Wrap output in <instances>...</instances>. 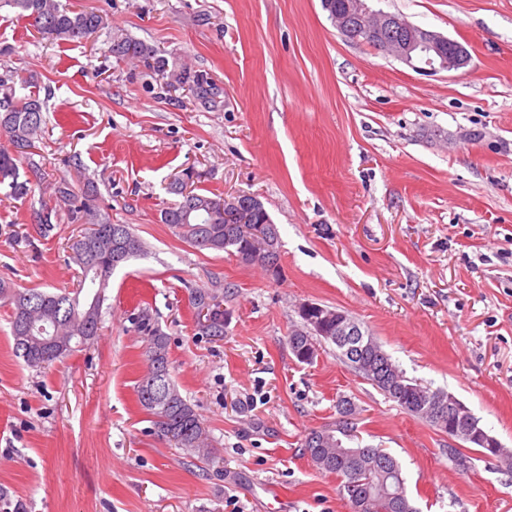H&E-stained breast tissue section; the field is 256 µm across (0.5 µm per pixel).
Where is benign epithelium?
<instances>
[{"mask_svg": "<svg viewBox=\"0 0 512 512\" xmlns=\"http://www.w3.org/2000/svg\"><path fill=\"white\" fill-rule=\"evenodd\" d=\"M324 8L333 25L342 34H347L353 25H358L369 39H377L387 31H396L400 37L385 43V52L396 59L424 73H435L439 70L461 71L471 60L467 47L461 42L439 32L416 26L403 17L373 10L367 5V0H342L336 5L333 0H325ZM224 217L233 218L239 224H248L251 214L238 206L236 197H224ZM365 338L361 327L347 318L344 312H339L336 319V335L329 341L351 353L359 348ZM469 411L453 395L448 394V413H440L439 423L445 420L466 421ZM470 438L483 448H498L499 441L478 426L469 428Z\"/></svg>", "mask_w": 512, "mask_h": 512, "instance_id": "1", "label": "benign epithelium"}]
</instances>
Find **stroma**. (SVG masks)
<instances>
[{"label":"stroma","instance_id":"stroma-1","mask_svg":"<svg viewBox=\"0 0 512 512\" xmlns=\"http://www.w3.org/2000/svg\"><path fill=\"white\" fill-rule=\"evenodd\" d=\"M101 14L218 89L209 101L116 61L107 32L38 35L0 10V78L32 77L46 122L0 193V280L74 289L82 227L53 188L94 185L143 255L117 268L102 328L42 368L13 353L0 305V512H348L308 432L351 399L361 445L393 455L419 512H512V469L411 416L323 345L299 362L300 303L345 311L407 377L454 394L512 449V0H370L465 44V71L424 75L350 42L321 0H63ZM253 194L277 225L276 271L199 250L160 221L171 174ZM51 207L52 224L34 216ZM214 296L224 334L194 304ZM168 338L172 380L209 430L213 461L159 438L137 403L140 311Z\"/></svg>","mask_w":512,"mask_h":512}]
</instances>
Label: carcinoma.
Instances as JSON below:
<instances>
[{
    "label": "carcinoma",
    "instance_id": "carcinoma-1",
    "mask_svg": "<svg viewBox=\"0 0 512 512\" xmlns=\"http://www.w3.org/2000/svg\"><path fill=\"white\" fill-rule=\"evenodd\" d=\"M4 6L17 11L38 34L71 43H79L105 26L99 13L72 10L61 0H0V8ZM110 40L116 60L139 61L166 87L184 88L200 99L215 95L208 78L170 65L154 46L122 31L113 32ZM43 122V101L38 93L19 96L16 88L0 80V132L9 137L15 148L13 153L0 150V186L7 187L11 197L24 198L31 191L30 179H20L17 160L35 148L34 138ZM194 178L191 170L173 176L168 191L181 200L162 211L161 222L176 229L195 248L229 251L245 263L259 262L276 269L280 237L266 209L254 205V196L239 195L242 208H252L251 232L246 234L241 225L224 221V198L195 191ZM55 194L70 206L75 219L90 225L71 243L73 258L81 270L78 288L73 292L19 290L0 282V300L11 308L13 351L30 367H42L67 357L98 335L104 290L112 272L144 250V243L128 225L113 224L100 213L92 192L80 197L63 181L55 187ZM138 328L147 343V371L136 387L139 405L150 416L154 432L170 446L195 454L202 461L211 460L204 420L170 378L167 337L146 314L138 317ZM53 338L67 348L54 353L47 345ZM324 341V336L305 318L301 327L288 334V344L297 357L308 353L310 358H316L317 345ZM373 344L374 350H367L362 356L364 366L358 371L361 378L393 398L391 390L377 378L382 364L387 363L397 371L404 387L420 391L441 405L447 401V392L407 377L378 341ZM353 437L348 421L336 428L313 430L305 436L304 454L319 470L336 476L343 498L346 484L353 480L370 486L372 497L365 512H417L398 461L382 448L349 446Z\"/></svg>",
    "mask_w": 512,
    "mask_h": 512
}]
</instances>
